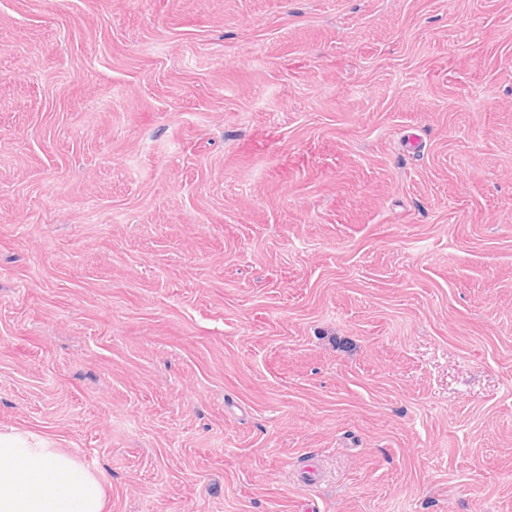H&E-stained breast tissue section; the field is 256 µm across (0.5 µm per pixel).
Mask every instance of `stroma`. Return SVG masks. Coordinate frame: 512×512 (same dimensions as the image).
<instances>
[{"mask_svg":"<svg viewBox=\"0 0 512 512\" xmlns=\"http://www.w3.org/2000/svg\"><path fill=\"white\" fill-rule=\"evenodd\" d=\"M0 429L105 512H512V0H0Z\"/></svg>","mask_w":512,"mask_h":512,"instance_id":"1","label":"stroma"}]
</instances>
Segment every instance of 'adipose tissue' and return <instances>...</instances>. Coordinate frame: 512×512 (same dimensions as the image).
Masks as SVG:
<instances>
[{
  "label": "adipose tissue",
  "instance_id": "1",
  "mask_svg": "<svg viewBox=\"0 0 512 512\" xmlns=\"http://www.w3.org/2000/svg\"><path fill=\"white\" fill-rule=\"evenodd\" d=\"M100 479L47 440L0 433V512H104Z\"/></svg>",
  "mask_w": 512,
  "mask_h": 512
}]
</instances>
